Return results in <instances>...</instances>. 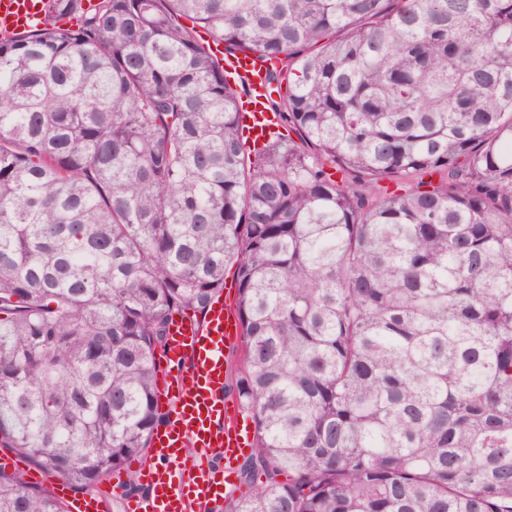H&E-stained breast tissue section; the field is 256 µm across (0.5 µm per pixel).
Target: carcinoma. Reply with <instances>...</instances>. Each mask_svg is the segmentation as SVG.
<instances>
[{
    "mask_svg": "<svg viewBox=\"0 0 512 512\" xmlns=\"http://www.w3.org/2000/svg\"><path fill=\"white\" fill-rule=\"evenodd\" d=\"M83 2L0 36V447L86 492L146 456L231 264L222 512H512V0ZM198 27L297 138L248 157ZM0 512L68 510L0 466ZM230 60V65L227 66L229 71L249 75L253 89L259 83V75L262 73L260 70V63L252 56L236 55Z\"/></svg>",
    "mask_w": 512,
    "mask_h": 512,
    "instance_id": "carcinoma-1",
    "label": "carcinoma"
}]
</instances>
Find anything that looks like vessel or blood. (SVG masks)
I'll return each mask as SVG.
<instances>
[{
    "label": "vessel or blood",
    "instance_id": "b4317fda",
    "mask_svg": "<svg viewBox=\"0 0 512 512\" xmlns=\"http://www.w3.org/2000/svg\"><path fill=\"white\" fill-rule=\"evenodd\" d=\"M36 11L33 0H0V31L27 30ZM246 110L252 149L267 141L275 119L255 95L247 98ZM240 335L230 304L220 296L203 321L173 317L160 368L168 417L152 435L150 461L137 465L147 493L129 500L127 512H220L225 492L236 484L234 464L251 440L237 402L226 393L224 352L239 344ZM192 448L199 449V456H189ZM208 448L222 449L223 465L209 461ZM55 492L70 512H105L107 489L78 497L60 481Z\"/></svg>",
    "mask_w": 512,
    "mask_h": 512
}]
</instances>
